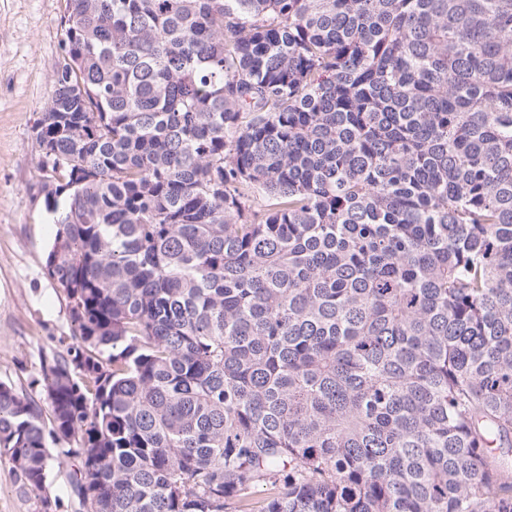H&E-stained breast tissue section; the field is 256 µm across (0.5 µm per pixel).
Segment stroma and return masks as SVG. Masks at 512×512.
Returning a JSON list of instances; mask_svg holds the SVG:
<instances>
[{
    "instance_id": "obj_1",
    "label": "stroma",
    "mask_w": 512,
    "mask_h": 512,
    "mask_svg": "<svg viewBox=\"0 0 512 512\" xmlns=\"http://www.w3.org/2000/svg\"><path fill=\"white\" fill-rule=\"evenodd\" d=\"M64 0H0V381L30 390L70 336L62 288L45 274L56 228L35 127L55 93Z\"/></svg>"
}]
</instances>
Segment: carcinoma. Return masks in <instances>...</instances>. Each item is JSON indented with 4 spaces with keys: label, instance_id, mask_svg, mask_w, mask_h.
I'll return each instance as SVG.
<instances>
[{
    "label": "carcinoma",
    "instance_id": "cac0c4a2",
    "mask_svg": "<svg viewBox=\"0 0 512 512\" xmlns=\"http://www.w3.org/2000/svg\"><path fill=\"white\" fill-rule=\"evenodd\" d=\"M61 27L36 139L72 332L40 397L0 382L18 488L57 512L61 454L76 512H512V0ZM77 463L67 458L53 460L48 471V493L60 499L58 512H74L72 503V482Z\"/></svg>",
    "mask_w": 512,
    "mask_h": 512
}]
</instances>
